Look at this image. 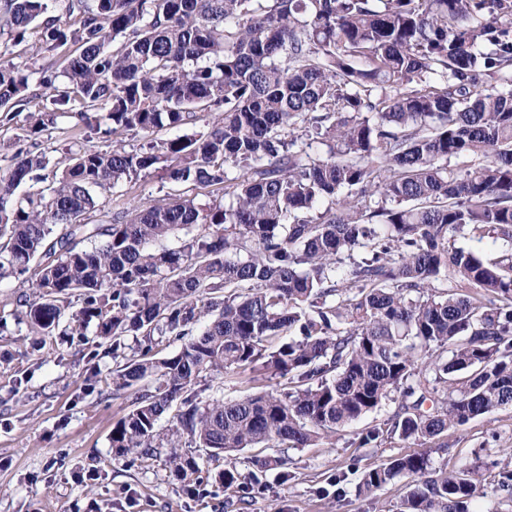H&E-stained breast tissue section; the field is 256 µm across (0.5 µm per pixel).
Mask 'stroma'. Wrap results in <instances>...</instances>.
Segmentation results:
<instances>
[{
	"instance_id": "stroma-1",
	"label": "stroma",
	"mask_w": 512,
	"mask_h": 512,
	"mask_svg": "<svg viewBox=\"0 0 512 512\" xmlns=\"http://www.w3.org/2000/svg\"><path fill=\"white\" fill-rule=\"evenodd\" d=\"M89 133L76 109L56 113L47 132L33 138L25 116L2 121L0 168L10 166L18 148L33 145L50 158L45 174L54 176V162L86 145ZM180 195L219 203L224 190L176 184L158 169L125 184L122 194L99 191L85 220L100 224L134 206ZM32 341L29 326L14 320L0 332V512H390L403 493L401 482L361 496L355 491L361 473L420 449L419 443L396 437L361 445L375 424L393 414L396 405L390 402L352 424L335 446L276 449L288 463V482H281L278 470H256L255 459L268 454L260 447L223 453L209 461L202 478L180 480L165 457L118 458L111 448L112 425L129 401L113 394L105 380L138 351L139 337H124L114 355L99 347L96 336L81 343L63 326L42 349H34ZM95 370L104 381L92 386L87 378ZM283 387V379L231 368L201 398L237 400ZM438 442L430 452L435 469L475 463L489 483H497L501 472L512 468V408L476 417ZM228 469L252 478L250 489L225 487Z\"/></svg>"
}]
</instances>
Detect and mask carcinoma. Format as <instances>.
<instances>
[{"label":"carcinoma","mask_w":512,"mask_h":512,"mask_svg":"<svg viewBox=\"0 0 512 512\" xmlns=\"http://www.w3.org/2000/svg\"><path fill=\"white\" fill-rule=\"evenodd\" d=\"M46 0H6L0 46H17ZM72 27L41 21L44 50L68 44L67 81L0 64V112L80 100L138 150L87 145L57 162L19 151L0 169V281L33 288L23 317L44 346L69 317L121 347L130 410L117 457L168 449L176 476L224 452L332 445L389 401L360 440L421 444L512 406V0H71ZM219 112L203 134L154 141ZM327 147L309 153L304 136ZM486 162L459 172L453 160ZM162 168L220 185L228 204L183 196L87 224L98 189ZM28 190L17 194L23 183ZM490 239L482 254L457 238ZM179 350L156 357V338ZM283 390L199 401L228 368ZM169 417L170 434L158 426ZM204 454L179 451L180 440ZM404 480L397 512H473L478 465L448 473L427 451L363 472L359 495Z\"/></svg>","instance_id":"1"}]
</instances>
